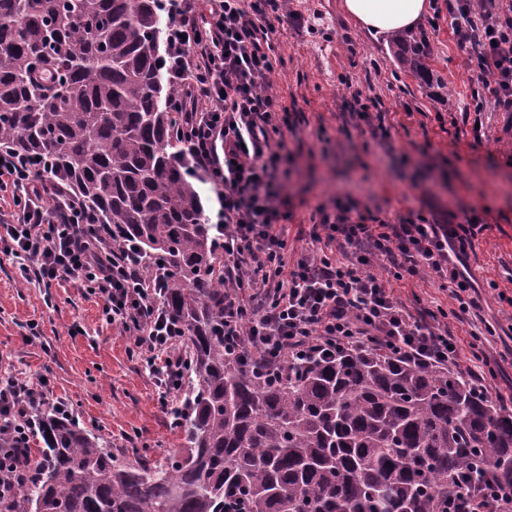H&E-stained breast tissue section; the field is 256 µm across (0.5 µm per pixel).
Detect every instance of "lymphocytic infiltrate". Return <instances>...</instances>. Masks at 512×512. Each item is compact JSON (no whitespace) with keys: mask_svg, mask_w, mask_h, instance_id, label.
I'll list each match as a JSON object with an SVG mask.
<instances>
[{"mask_svg":"<svg viewBox=\"0 0 512 512\" xmlns=\"http://www.w3.org/2000/svg\"><path fill=\"white\" fill-rule=\"evenodd\" d=\"M164 0L171 19L167 72L187 95L173 109L181 120V157L208 183L219 209L224 239V349L249 354L251 368L283 379L292 360L346 347H386L411 361L465 372L475 390L490 389L483 370L471 365L447 321L430 311L414 315L379 276L385 262L394 279L431 274L449 288L462 318L476 308L475 287L463 256L484 226L478 215L456 222L448 214L407 212L388 219L336 201L321 213L310 236L335 244L336 252L312 251L287 262L284 220L277 189L283 142L271 136L291 116L268 90L274 46L268 18L284 0ZM458 46L477 43L478 78L489 90L477 111L512 115V16L475 0H448ZM205 101V110L194 109ZM47 188L40 161L0 154V206L11 217L0 223V255L12 259L20 285L52 287L61 281L86 286L103 301L108 324L119 326L156 375L157 402L173 412L185 361L178 351L184 333L161 310L159 290L133 249L113 251L111 230L94 223L81 202L71 200L63 218L44 204ZM66 401L50 388L0 381V426L9 425L14 447L0 448V496H11L34 475L30 438L39 415H68Z\"/></svg>","mask_w":512,"mask_h":512,"instance_id":"f902f5d3","label":"lymphocytic infiltrate"}]
</instances>
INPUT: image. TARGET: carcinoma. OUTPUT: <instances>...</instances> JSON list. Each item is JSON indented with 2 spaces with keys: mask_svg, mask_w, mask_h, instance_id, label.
<instances>
[{
  "mask_svg": "<svg viewBox=\"0 0 512 512\" xmlns=\"http://www.w3.org/2000/svg\"><path fill=\"white\" fill-rule=\"evenodd\" d=\"M166 25L160 0H0V149L46 164L48 209L74 196L143 256L191 376L184 452L120 463L43 415L36 478L0 512H448L464 486L512 490V412L451 368L344 348L275 383L224 352L216 236L173 152ZM393 43L431 85L427 34Z\"/></svg>",
  "mask_w": 512,
  "mask_h": 512,
  "instance_id": "cac0c4a2",
  "label": "carcinoma"
}]
</instances>
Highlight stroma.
Masks as SVG:
<instances>
[{
  "mask_svg": "<svg viewBox=\"0 0 512 512\" xmlns=\"http://www.w3.org/2000/svg\"><path fill=\"white\" fill-rule=\"evenodd\" d=\"M443 0H430L427 30L439 82L422 91L400 70L389 37L362 30L341 0H288L271 18L276 62L270 86L295 125L282 194L288 200V258L312 250L308 232L317 206L336 197L380 217L414 210L476 214L487 230L469 249L466 266L478 285L477 317L493 325L479 336L470 321L449 320L466 355L489 357L491 392H512V119L475 113L487 91L477 79V50L460 48ZM373 103L391 129L381 138L344 117L351 95ZM480 135H473L474 122ZM413 309H451L434 276L391 281ZM46 377L74 418L105 441L119 461L164 462L183 434L158 406L153 375L127 336L102 317L99 297L77 282L19 286L10 260L0 259V380Z\"/></svg>",
  "mask_w": 512,
  "mask_h": 512,
  "instance_id": "obj_1",
  "label": "stroma"
}]
</instances>
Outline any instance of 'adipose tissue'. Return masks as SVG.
Segmentation results:
<instances>
[{"label":"adipose tissue","instance_id":"ef3b65f1","mask_svg":"<svg viewBox=\"0 0 512 512\" xmlns=\"http://www.w3.org/2000/svg\"><path fill=\"white\" fill-rule=\"evenodd\" d=\"M342 8L362 29L388 34L414 28L429 0H342Z\"/></svg>","mask_w":512,"mask_h":512}]
</instances>
